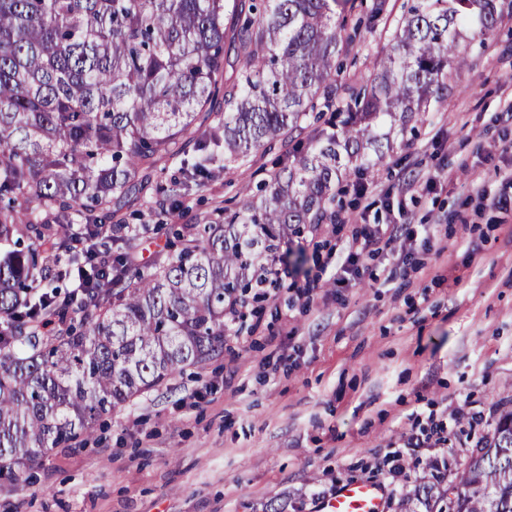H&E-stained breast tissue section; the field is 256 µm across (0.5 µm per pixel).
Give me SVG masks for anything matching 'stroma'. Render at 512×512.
Returning a JSON list of instances; mask_svg holds the SVG:
<instances>
[{"instance_id":"obj_1","label":"stroma","mask_w":512,"mask_h":512,"mask_svg":"<svg viewBox=\"0 0 512 512\" xmlns=\"http://www.w3.org/2000/svg\"><path fill=\"white\" fill-rule=\"evenodd\" d=\"M408 0L361 29L343 80L370 77ZM487 45L463 64L415 132L398 137L368 173L336 185L341 223L307 227L302 254L274 261L283 276L250 304L241 331L203 367H189L101 417L54 449L32 484H0V512H314L350 479L380 482L386 512L406 491L453 486L473 449L512 410V0ZM254 152L245 165L198 179L166 210L154 188L113 222L155 224L144 259L163 250L166 225L237 210L287 159ZM426 225L430 245L367 253L337 282L359 220ZM447 426L452 453L419 448L393 471L418 422Z\"/></svg>"}]
</instances>
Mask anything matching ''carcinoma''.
Here are the masks:
<instances>
[{
  "label": "carcinoma",
  "mask_w": 512,
  "mask_h": 512,
  "mask_svg": "<svg viewBox=\"0 0 512 512\" xmlns=\"http://www.w3.org/2000/svg\"><path fill=\"white\" fill-rule=\"evenodd\" d=\"M350 0H0V480L31 482L53 448L224 346L226 317L281 244L336 218V179L372 166L386 120L407 127L443 99L463 33L485 44L495 0H411L369 79L336 82ZM388 0H372L373 26ZM237 67L226 76L224 67ZM224 112L206 134L200 113ZM327 122L238 210L170 227L172 255L124 258L149 224L111 225L113 254L78 247L156 184L175 203L191 173L230 170ZM25 198L30 206L18 203ZM77 274L75 295L60 283ZM53 321L45 334L38 315ZM409 512H512V410L450 488L421 483Z\"/></svg>",
  "instance_id": "cac0c4a2"
}]
</instances>
